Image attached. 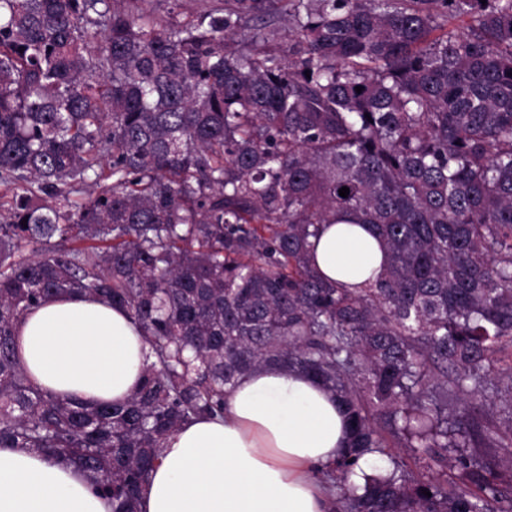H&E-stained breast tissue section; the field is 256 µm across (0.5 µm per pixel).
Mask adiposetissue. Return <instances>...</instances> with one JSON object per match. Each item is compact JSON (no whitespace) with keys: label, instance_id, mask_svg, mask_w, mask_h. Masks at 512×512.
<instances>
[{"label":"adipose tissue","instance_id":"1","mask_svg":"<svg viewBox=\"0 0 512 512\" xmlns=\"http://www.w3.org/2000/svg\"><path fill=\"white\" fill-rule=\"evenodd\" d=\"M332 283L383 270L384 250L353 224L313 241ZM21 364L36 387L89 404L124 402L142 380L148 345L126 309L90 296L50 297L16 330ZM349 439L347 417L316 380L256 370L228 394L224 415L181 424L163 443L142 512H330L312 472ZM0 512H109L81 470L26 448H0Z\"/></svg>","mask_w":512,"mask_h":512}]
</instances>
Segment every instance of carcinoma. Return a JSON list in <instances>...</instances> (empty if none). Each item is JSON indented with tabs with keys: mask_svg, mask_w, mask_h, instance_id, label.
Wrapping results in <instances>:
<instances>
[{
	"mask_svg": "<svg viewBox=\"0 0 512 512\" xmlns=\"http://www.w3.org/2000/svg\"><path fill=\"white\" fill-rule=\"evenodd\" d=\"M144 2L0 0V448L139 512L163 440L277 366L350 421L333 512H512V0ZM342 223L386 251L360 288L308 251ZM65 295L143 329L127 402L28 382L15 325Z\"/></svg>",
	"mask_w": 512,
	"mask_h": 512,
	"instance_id": "obj_1",
	"label": "carcinoma"
}]
</instances>
